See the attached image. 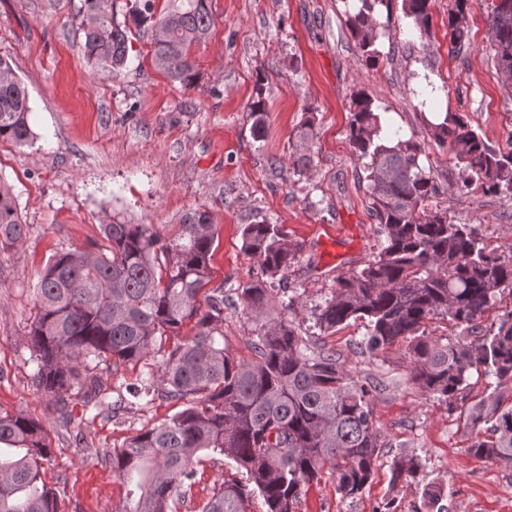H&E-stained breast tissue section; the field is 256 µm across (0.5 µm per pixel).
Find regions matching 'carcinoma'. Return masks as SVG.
Here are the masks:
<instances>
[{
    "mask_svg": "<svg viewBox=\"0 0 512 512\" xmlns=\"http://www.w3.org/2000/svg\"><path fill=\"white\" fill-rule=\"evenodd\" d=\"M347 26L356 46L374 58L381 25L374 14L392 0H345ZM404 16L420 34L429 32V0H401ZM469 0H455L448 16L449 43L470 47L461 26ZM81 23L85 57L101 71L118 73L129 58L128 24L114 15V0H84ZM131 23L151 31L156 65L185 85L195 80L193 49L203 43L213 18L208 0H187L156 17L153 0H133ZM500 80L512 91V0H497L490 15ZM250 132L267 135L263 90L248 105ZM29 95L8 60L0 57V139L22 145L32 132ZM428 137L448 147L465 188L512 198V150L484 141L455 112L424 116ZM314 115L296 135L302 147L291 155L293 173L314 162L304 147L314 135ZM347 136L362 161L363 180L379 234V251L362 268L336 277L315 308L323 333L362 321L360 350L372 356L407 343L409 376L424 393L466 414L490 437L467 451L479 459L512 466V405L502 395L464 408L470 374L493 377L496 389L512 390V311L483 336L443 340L426 334L427 321L442 317L462 331L474 330L512 287V259L487 250L474 227L456 224L438 201L439 189L422 164L425 144L387 127L374 100L359 89L349 104ZM26 224L11 188L0 182V252L20 243ZM103 243L55 253L38 275L35 314L27 335L39 389L57 407L64 426L72 422L67 397L86 390L92 419L110 420L159 399L181 407L163 422L138 431L104 454L126 496L115 512H173L195 485L200 455L223 456L244 474L226 481L199 506L200 512H248L255 493L266 512H297L304 488L320 480L325 466L336 474L344 498L362 495L374 480L384 448L370 407L377 385L359 383L336 350L308 347L284 312L293 300L276 299V277L288 272L303 244L280 224L244 225L243 247L257 258V272L236 289L242 313L253 324L251 357L237 358L224 346V284L212 282L217 225L205 207L188 210L173 229L156 224L102 225ZM190 335H181L186 322ZM161 359H156V356ZM154 361L149 375L127 394L97 375L110 368ZM53 451L42 423L20 411L0 415V512H58L60 491L41 478ZM412 458L394 463L393 481L415 477ZM429 512H446L441 487L422 490Z\"/></svg>",
    "mask_w": 512,
    "mask_h": 512,
    "instance_id": "cac0c4a2",
    "label": "carcinoma"
}]
</instances>
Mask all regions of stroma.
Returning a JSON list of instances; mask_svg holds the SVG:
<instances>
[{"instance_id":"1","label":"stroma","mask_w":512,"mask_h":512,"mask_svg":"<svg viewBox=\"0 0 512 512\" xmlns=\"http://www.w3.org/2000/svg\"><path fill=\"white\" fill-rule=\"evenodd\" d=\"M491 2L470 0L471 48L456 55L447 36L455 0H430L425 35L393 0L390 14L377 17L387 30L370 61L350 34L343 0H209L214 25L193 51L197 79L187 88L155 66L150 31L132 32L120 75L96 74L84 54L82 0H0V56L28 90L35 134L24 146L0 139V181L27 224L24 240L0 254V415L22 410L44 425L54 455L43 478L63 491L59 512H115L125 487L96 452L122 447L176 408L158 400L116 420L87 421L76 388V419L62 427L30 362L38 273L56 252L101 242L100 227L111 220L175 224L200 205L218 229L213 284L229 293L256 272L243 247L244 225L262 218L284 225L304 244L283 280L294 298L289 319L335 349L359 382H383L371 397L386 443L374 482L361 497L345 498L335 475L323 471L299 512H426L421 487L430 482L442 487L448 512H512V467L469 454L483 429L467 427L463 415L422 393L409 377L405 344L373 358L358 347L362 323L321 335L313 318L334 278L361 267L381 244L347 139L353 91L369 94L390 125L421 137L412 91L431 81L449 111L463 114L488 145L512 147V91L497 72ZM259 91L268 111L261 143L251 137L247 111ZM309 112L316 115L314 164L297 175L289 155ZM428 152L449 217L475 227L488 250L512 257V200L479 188L461 192L448 150L432 145ZM270 156L281 167H269ZM400 456L419 459L417 485L391 483Z\"/></svg>"}]
</instances>
